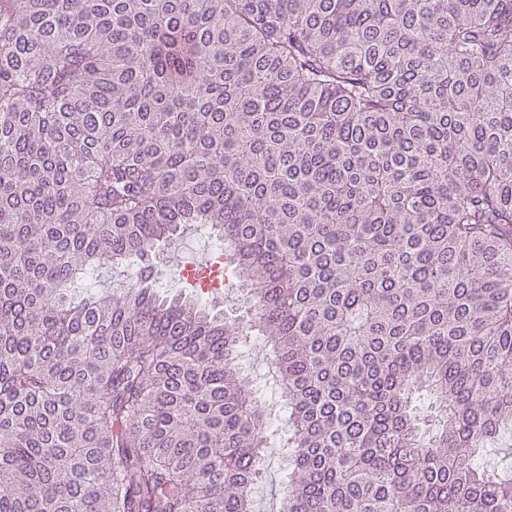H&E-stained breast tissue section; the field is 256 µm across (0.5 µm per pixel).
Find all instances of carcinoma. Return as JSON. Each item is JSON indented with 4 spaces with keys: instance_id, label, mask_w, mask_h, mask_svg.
Listing matches in <instances>:
<instances>
[{
    "instance_id": "1",
    "label": "carcinoma",
    "mask_w": 512,
    "mask_h": 512,
    "mask_svg": "<svg viewBox=\"0 0 512 512\" xmlns=\"http://www.w3.org/2000/svg\"><path fill=\"white\" fill-rule=\"evenodd\" d=\"M280 443V512H512V0H0V512H256ZM211 242H207L206 237H201L195 231L189 230L182 234V237L172 245L171 250L179 248L183 260L209 258L212 261L214 256L211 250ZM167 247V246H166ZM164 248L163 246L160 247L156 254V261H159L160 265L162 259L165 256V253L167 252V248ZM162 269L164 270V279L163 284L168 285L171 288H163V289H183L186 292H193L194 294H197L203 299H206L208 302H212L213 305H215V311L224 312V316L229 317L231 319H239V321H242L243 323H246L248 320L247 314L243 307H241V302L239 301V293L237 292L236 288H229L234 287L231 285V283L228 281L226 283V279L224 278V286L228 288H221L218 291L210 292L209 294L202 295L195 291L196 288H190L189 285L181 284L179 282V267L177 266H164L162 265Z\"/></svg>"
}]
</instances>
